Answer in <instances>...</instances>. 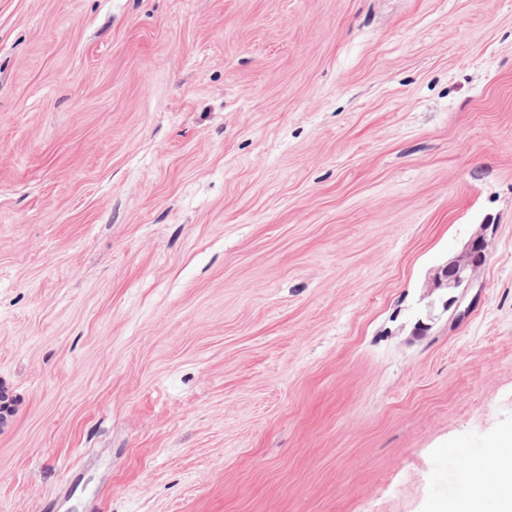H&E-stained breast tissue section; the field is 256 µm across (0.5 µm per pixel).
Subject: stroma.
<instances>
[{
  "label": "stroma",
  "mask_w": 512,
  "mask_h": 512,
  "mask_svg": "<svg viewBox=\"0 0 512 512\" xmlns=\"http://www.w3.org/2000/svg\"><path fill=\"white\" fill-rule=\"evenodd\" d=\"M0 384V512L461 499L512 432V0H0ZM487 242L483 236L474 239L468 246L448 264L434 275V281L440 287L448 289L467 288L471 285L470 274L475 273L485 260ZM445 282V283H444Z\"/></svg>",
  "instance_id": "obj_1"
}]
</instances>
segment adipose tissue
<instances>
[{"instance_id":"adipose-tissue-1","label":"adipose tissue","mask_w":512,"mask_h":512,"mask_svg":"<svg viewBox=\"0 0 512 512\" xmlns=\"http://www.w3.org/2000/svg\"><path fill=\"white\" fill-rule=\"evenodd\" d=\"M480 488L468 499L456 502L448 512H485L487 502H494L497 512H512V436L502 438L495 467L477 472Z\"/></svg>"}]
</instances>
